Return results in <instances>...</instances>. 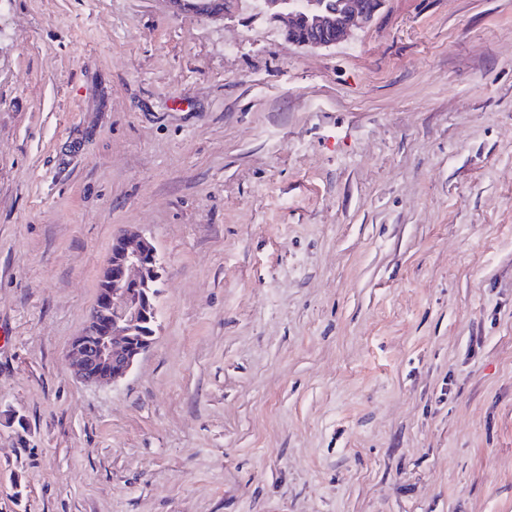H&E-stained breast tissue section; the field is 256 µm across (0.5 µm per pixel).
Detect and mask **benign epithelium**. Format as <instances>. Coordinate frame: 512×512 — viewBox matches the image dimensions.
Listing matches in <instances>:
<instances>
[{
  "instance_id": "benign-epithelium-1",
  "label": "benign epithelium",
  "mask_w": 512,
  "mask_h": 512,
  "mask_svg": "<svg viewBox=\"0 0 512 512\" xmlns=\"http://www.w3.org/2000/svg\"><path fill=\"white\" fill-rule=\"evenodd\" d=\"M176 13L232 19L242 0H167ZM384 0H338L336 10L321 0H262L261 10L279 33L299 47L326 48L349 40L374 18ZM161 259L141 234H122L102 275L105 288L68 354L75 376L86 383L124 379L158 330L156 304Z\"/></svg>"
}]
</instances>
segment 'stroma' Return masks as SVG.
Listing matches in <instances>:
<instances>
[{"instance_id": "obj_1", "label": "stroma", "mask_w": 512, "mask_h": 512, "mask_svg": "<svg viewBox=\"0 0 512 512\" xmlns=\"http://www.w3.org/2000/svg\"><path fill=\"white\" fill-rule=\"evenodd\" d=\"M126 230L160 329L86 384ZM0 407V512H512V0H0ZM176 13H189L198 17L232 19L239 11L242 0H166ZM384 0H338L336 10L320 0H262L261 10L277 23L279 33L293 45L336 46L369 24Z\"/></svg>"}]
</instances>
